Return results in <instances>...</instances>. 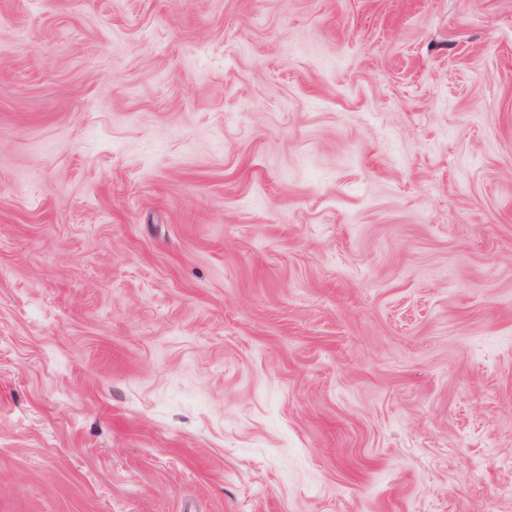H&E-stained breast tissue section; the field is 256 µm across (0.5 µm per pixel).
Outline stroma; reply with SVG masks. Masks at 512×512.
I'll return each mask as SVG.
<instances>
[{
	"label": "stroma",
	"instance_id": "1",
	"mask_svg": "<svg viewBox=\"0 0 512 512\" xmlns=\"http://www.w3.org/2000/svg\"><path fill=\"white\" fill-rule=\"evenodd\" d=\"M0 512H512V0H0Z\"/></svg>",
	"mask_w": 512,
	"mask_h": 512
}]
</instances>
